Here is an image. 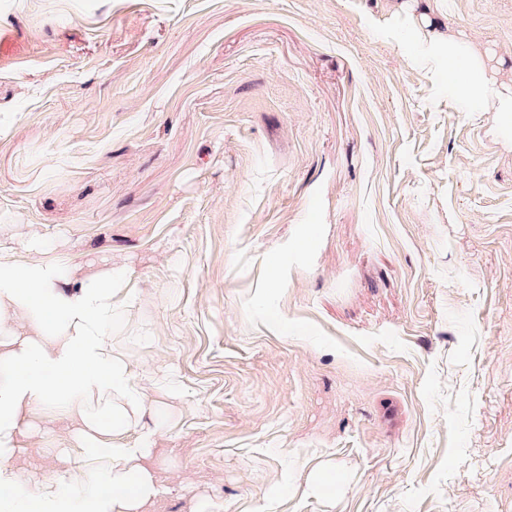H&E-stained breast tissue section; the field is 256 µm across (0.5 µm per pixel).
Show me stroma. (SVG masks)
<instances>
[{
	"label": "stroma",
	"instance_id": "stroma-1",
	"mask_svg": "<svg viewBox=\"0 0 512 512\" xmlns=\"http://www.w3.org/2000/svg\"><path fill=\"white\" fill-rule=\"evenodd\" d=\"M440 34L512 90V0H0V260L145 289L159 512H512V131L408 63ZM333 469L318 468L311 472L307 480V488L318 494L335 495V480Z\"/></svg>",
	"mask_w": 512,
	"mask_h": 512
}]
</instances>
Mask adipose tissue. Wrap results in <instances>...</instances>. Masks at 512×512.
Instances as JSON below:
<instances>
[{
    "label": "adipose tissue",
    "instance_id": "ef3b65f1",
    "mask_svg": "<svg viewBox=\"0 0 512 512\" xmlns=\"http://www.w3.org/2000/svg\"><path fill=\"white\" fill-rule=\"evenodd\" d=\"M416 53L464 110L488 105L512 123V92L477 62L456 68L458 42L438 38ZM20 247L21 261L0 263V512H154L156 398L180 387L149 377L112 340L114 320L140 303L141 288L122 267L82 271L39 233ZM42 409L71 420V444L107 466L61 478L16 466L17 449L36 445L32 418Z\"/></svg>",
    "mask_w": 512,
    "mask_h": 512
}]
</instances>
